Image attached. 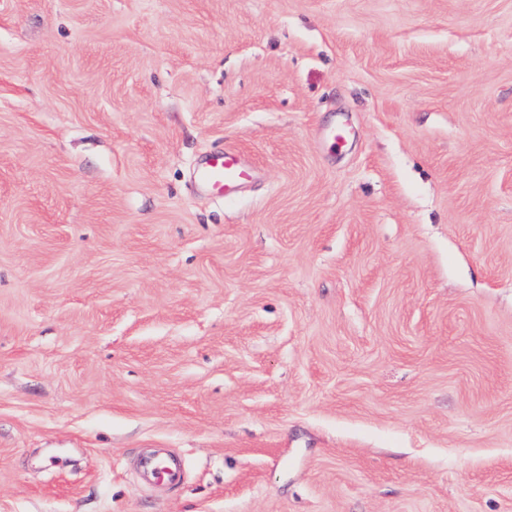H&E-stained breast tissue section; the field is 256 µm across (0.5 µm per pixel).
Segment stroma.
<instances>
[{"label": "stroma", "instance_id": "35a3bbf8", "mask_svg": "<svg viewBox=\"0 0 512 512\" xmlns=\"http://www.w3.org/2000/svg\"><path fill=\"white\" fill-rule=\"evenodd\" d=\"M0 512H512V0H0ZM254 174L255 168L241 152L227 148L211 156L198 169V181L225 196L250 181ZM137 477L144 483L167 482L176 485L181 482L182 474L171 458L144 456L135 466Z\"/></svg>", "mask_w": 512, "mask_h": 512}]
</instances>
